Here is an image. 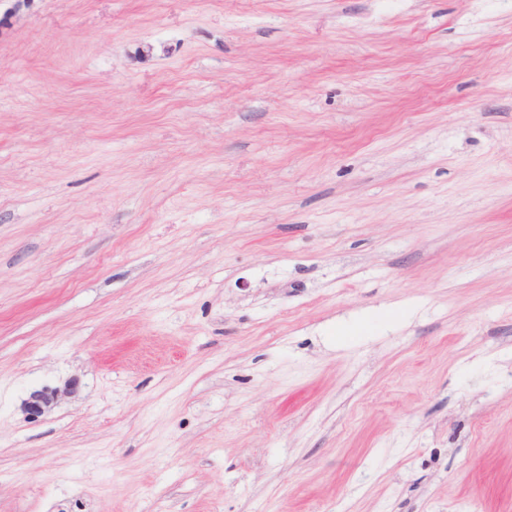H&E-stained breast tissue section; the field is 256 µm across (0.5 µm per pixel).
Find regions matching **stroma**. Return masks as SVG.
Masks as SVG:
<instances>
[{"label":"stroma","instance_id":"obj_1","mask_svg":"<svg viewBox=\"0 0 512 512\" xmlns=\"http://www.w3.org/2000/svg\"><path fill=\"white\" fill-rule=\"evenodd\" d=\"M0 512H512V0H0ZM65 393H67V389L58 390L57 388L48 387L33 392L26 403L28 415L32 418L39 417Z\"/></svg>","mask_w":512,"mask_h":512}]
</instances>
